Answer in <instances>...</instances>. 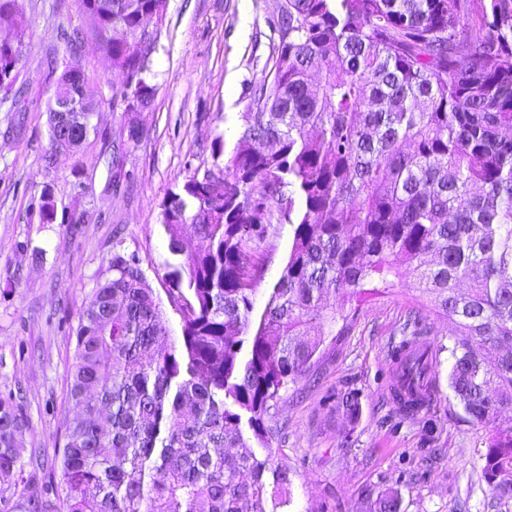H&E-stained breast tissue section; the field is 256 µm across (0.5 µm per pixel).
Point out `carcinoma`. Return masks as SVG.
I'll use <instances>...</instances> for the list:
<instances>
[{"instance_id":"1","label":"carcinoma","mask_w":512,"mask_h":512,"mask_svg":"<svg viewBox=\"0 0 512 512\" xmlns=\"http://www.w3.org/2000/svg\"><path fill=\"white\" fill-rule=\"evenodd\" d=\"M473 2L285 0L267 18L274 64L233 150H217L221 177L197 169L163 204L168 249L184 257L167 288L180 341L136 258L114 254L78 319L64 495L58 506L30 495L31 512H292L270 409L336 323L403 276L421 310L390 351L400 408L413 417L433 403L446 350L448 388L472 423L512 409V0H489L475 26ZM82 3L124 75L121 99L150 106L148 23L167 0ZM3 10L16 18L0 28V79L29 36L18 0ZM49 128L52 142L72 137L52 107ZM276 224L294 226L291 249L257 315L259 249ZM429 314L454 326L433 352ZM341 405L358 420V394ZM28 430L0 398V487L22 475ZM483 460L489 486L512 496L511 425L491 430ZM373 512H400L398 495H378Z\"/></svg>"}]
</instances>
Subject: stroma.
I'll list each match as a JSON object with an SVG mask.
<instances>
[{"instance_id":"35a3bbf8","label":"stroma","mask_w":512,"mask_h":512,"mask_svg":"<svg viewBox=\"0 0 512 512\" xmlns=\"http://www.w3.org/2000/svg\"><path fill=\"white\" fill-rule=\"evenodd\" d=\"M277 5L167 0L145 74L154 100L131 114L112 99L120 79L96 46L81 0H25L30 38L15 85L26 104L22 132L14 130L12 97L0 95V398L22 394L30 424L25 446L33 453L18 486L5 494L11 512H20L31 491L52 500L60 491L75 329L85 303L111 278L114 253L138 259L169 335L179 338L166 287L180 260L168 250L162 205L195 169L213 166L215 144L233 149L252 88L275 59L266 19ZM62 28L87 33L75 62L97 110L77 153L49 169L47 109L66 56ZM133 123L141 137L113 170L112 147ZM47 186L56 211L50 224L38 215ZM292 236L291 225H276L260 248L256 310L280 276ZM417 308L405 279L368 296L354 324L327 337L310 379L274 409L286 430L271 445L296 473L298 512H371L387 489L398 492L400 512H512V498L493 499L484 478L490 431L468 422L454 399L447 354L435 368L439 392L429 410L412 419L391 398L389 350ZM349 390L361 397L354 423L335 401Z\"/></svg>"}]
</instances>
